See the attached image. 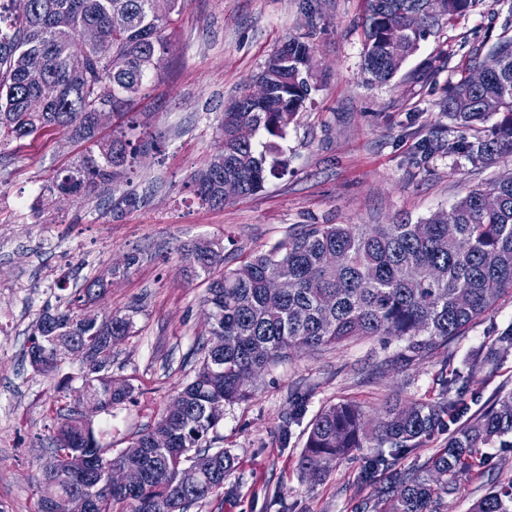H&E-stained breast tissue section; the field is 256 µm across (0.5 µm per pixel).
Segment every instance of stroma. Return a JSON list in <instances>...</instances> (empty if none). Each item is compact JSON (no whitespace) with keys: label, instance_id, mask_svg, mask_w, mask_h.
I'll return each mask as SVG.
<instances>
[{"label":"stroma","instance_id":"obj_1","mask_svg":"<svg viewBox=\"0 0 512 512\" xmlns=\"http://www.w3.org/2000/svg\"><path fill=\"white\" fill-rule=\"evenodd\" d=\"M365 0H182L160 76L121 118L133 141L161 151L136 160L112 189L73 202L50 192L55 172L82 146L55 133L0 153V512H35L57 406L79 394L75 366L46 376L23 353L45 306L104 280L99 314L132 315L133 336L112 348V375L135 388L133 403L97 414L103 443L127 448L153 424L191 374L206 330L205 277L192 276L183 246L222 240L226 267L270 249L309 224H393L451 209L478 184L512 174V155L482 169L463 157L424 152L432 136L458 132L439 110L448 88L473 65L471 53L512 24V0H481L469 14L422 41L386 85L362 73ZM314 47L315 88L279 142L282 167L256 194L221 207L200 203L189 185L219 145L224 105L288 37ZM142 205L113 212L123 193ZM135 264H128V257ZM512 328L502 297L464 335L410 360L405 340L368 337L338 348L291 354L228 403L215 447L236 458L222 488L191 512H375L387 483L361 477L373 449H354L318 482L299 467L310 426L340 401L377 412L393 394L436 401L442 376L466 370L470 355ZM512 391V354L485 366L461 389L468 414ZM481 469L458 474L448 512H470L492 477H512V448L487 449Z\"/></svg>","mask_w":512,"mask_h":512}]
</instances>
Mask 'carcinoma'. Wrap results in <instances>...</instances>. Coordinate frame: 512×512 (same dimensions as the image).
<instances>
[{
	"instance_id": "obj_1",
	"label": "carcinoma",
	"mask_w": 512,
	"mask_h": 512,
	"mask_svg": "<svg viewBox=\"0 0 512 512\" xmlns=\"http://www.w3.org/2000/svg\"><path fill=\"white\" fill-rule=\"evenodd\" d=\"M14 2L0 0V150L63 131L84 144V150L52 177L49 191L90 194L113 185L124 173L130 142L101 136L100 113L125 116L159 77L181 0H29V9L20 13ZM365 2L363 73L367 81L385 84L396 75L388 65L391 54L413 56L421 41L468 14L480 0ZM88 25L99 29V45L88 54L85 68L74 72L69 57ZM287 43L288 54L277 49L261 69L272 84L271 96L256 106L242 93L237 110L224 112L219 128L222 162L200 170L193 180L202 203L224 205L227 176L237 179L240 195L247 196L275 174L267 157L275 154L276 140L286 136L312 90V74L304 62L313 56V47L299 37ZM489 49L499 53L500 64L486 84L472 87L464 75L441 103V111L459 128L485 134L473 141L462 134L448 145H432L463 154L476 168L512 155V36L501 35ZM486 96L500 100L499 112L482 111ZM32 97L43 103L38 112L29 109ZM240 125L253 127L267 141H238L235 129ZM488 195L498 200L492 210L483 205ZM335 254L345 263L333 269ZM182 259L191 272L207 276L204 302L213 308L198 368L177 393L184 412L166 410L137 434L150 448L131 462L102 444L76 407H57L50 440L52 456L61 459V473L42 475L37 512H46V502L74 492L91 499L92 512H112L115 504L125 506V512H188L221 488L234 467L229 452L208 445L210 432L220 423L210 408L247 398L248 374L293 351L337 346L357 337L405 338L406 356L413 358L462 335L512 292V180L491 179L472 189L451 212L439 210L416 223L310 224L221 273L216 269L224 264V251L214 240L186 245ZM282 272L294 282L286 292L275 286ZM104 292V283L95 280L79 289L65 309L41 310L25 355L34 371L51 374L70 363L68 355L79 347L97 346L106 368L82 366L79 378L110 415L112 408L134 400V386L115 392L106 377L112 366L110 341L132 335L133 317H99L92 303ZM216 336L224 337L222 351L213 349ZM511 353L512 328L490 349L471 355L467 374L448 373L438 401L388 399L374 422L355 402L324 408L311 424L300 468L310 479L320 480L327 472L326 459H343L368 444L395 449L368 460L364 475L375 478L398 456L455 420L464 409L456 389L461 379ZM482 448H512V393L448 436V446L423 464L395 474L393 486L378 491L383 512H447L453 477L471 467ZM104 459L139 468L142 484L100 493L91 464ZM186 463L201 473L200 483L192 488L179 478ZM470 512H512V478L492 483Z\"/></svg>"
}]
</instances>
